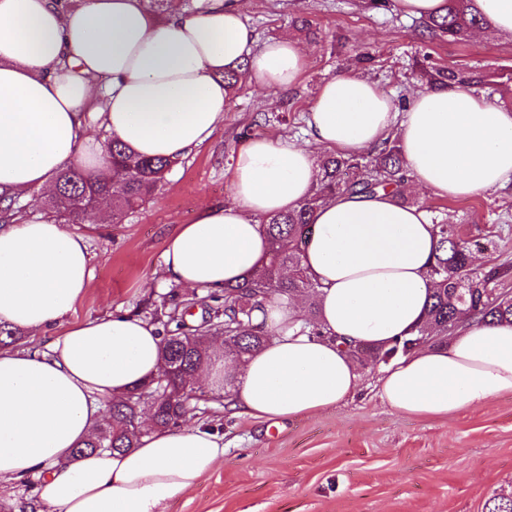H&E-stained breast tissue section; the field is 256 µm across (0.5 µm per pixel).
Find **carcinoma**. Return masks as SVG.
<instances>
[{
  "label": "carcinoma",
  "instance_id": "carcinoma-1",
  "mask_svg": "<svg viewBox=\"0 0 512 512\" xmlns=\"http://www.w3.org/2000/svg\"><path fill=\"white\" fill-rule=\"evenodd\" d=\"M481 25L469 11L467 0H447V12L422 22V34L434 40H456ZM429 85H460L484 88L486 75L474 69L438 67L422 71ZM110 170L97 173L69 168L57 177V190L48 201L42 218L56 222L75 221L79 199L99 196L112 200V223L120 224L128 213L145 205L173 161L135 158L114 138L104 143ZM407 168L398 141L388 138L363 155H326L319 163L313 193L297 209L263 220L268 248L265 259L247 278L222 291H208V319L188 325L183 317L185 303L175 291L168 292L151 319L162 336L161 375L134 388L121 401L107 405L91 438L77 449L124 451L138 444L142 435L140 415L151 416L157 429L183 424L199 403L218 402L206 398L190 384L193 373L203 367L224 364L231 356L239 361L262 348L273 332L252 325L253 312L275 296L303 295L309 302L305 324L318 334V285L305 273L302 256L306 239L313 231L315 209L338 193L374 194L406 180ZM26 216L25 205L13 199L0 206V223ZM436 253L426 271L432 283L430 304L417 334L385 349L363 344L349 345L354 360L386 363L399 354L448 339L467 317L512 323V297L498 292L501 282L512 276V265L501 264L487 271L470 265L472 251L459 229L433 221ZM485 512H512V495L494 494L485 502Z\"/></svg>",
  "mask_w": 512,
  "mask_h": 512
}]
</instances>
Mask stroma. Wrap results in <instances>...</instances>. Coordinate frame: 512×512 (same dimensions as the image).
Segmentation results:
<instances>
[{
    "mask_svg": "<svg viewBox=\"0 0 512 512\" xmlns=\"http://www.w3.org/2000/svg\"><path fill=\"white\" fill-rule=\"evenodd\" d=\"M240 6L256 43L288 35L313 46L301 83L289 90L239 83L223 126L179 159L145 207L119 224L68 223L86 235L94 267L73 320L115 309L143 316L169 290L161 278L167 238L193 222L202 201H230L239 146L252 137L304 139L309 105L339 72L359 70L402 106L421 82L420 66H472L496 84L493 101L512 107V38L425 42L417 18L395 7L366 8L364 0H240ZM300 13L316 37L293 25ZM261 113L269 121L260 126ZM410 201L458 225L472 242L477 268L512 263V184L464 199L415 193ZM360 371V391L317 415L262 421L215 403L193 415V423L223 435L224 458L165 512H484L492 492L512 493L511 394L440 417L399 415L378 396L379 367Z\"/></svg>",
    "mask_w": 512,
    "mask_h": 512,
    "instance_id": "obj_1",
    "label": "stroma"
}]
</instances>
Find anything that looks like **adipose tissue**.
<instances>
[{
    "label": "adipose tissue",
    "instance_id": "adipose-tissue-1",
    "mask_svg": "<svg viewBox=\"0 0 512 512\" xmlns=\"http://www.w3.org/2000/svg\"><path fill=\"white\" fill-rule=\"evenodd\" d=\"M483 35L512 38V0H469ZM287 90L307 69L283 35L256 45L239 0L173 6L152 17L142 0H0V196L49 195L58 174L107 158L88 117L135 154L178 159L224 124L226 72ZM307 139L253 138L234 158L229 202L201 205L163 253L166 282L192 290L237 284L264 259L261 221L297 209L317 182L316 151L353 155L397 136L408 184L458 199L512 183V108L462 87L415 91L406 110L370 77L325 80L308 108ZM302 264L318 283L321 335L303 329L298 300L255 312L268 343L224 364L240 415L293 419L334 408L359 389L346 344L390 346L424 318L435 250L427 213L390 191L339 194L316 209ZM84 235L54 221L0 223V325L26 348L0 349V484L35 478L43 512H164L224 456L202 426L152 430L136 448L78 456L108 401L161 370L149 321L70 316L93 277ZM380 398L418 417L467 411L512 394V324L464 323L447 345L385 368Z\"/></svg>",
    "mask_w": 512,
    "mask_h": 512
}]
</instances>
